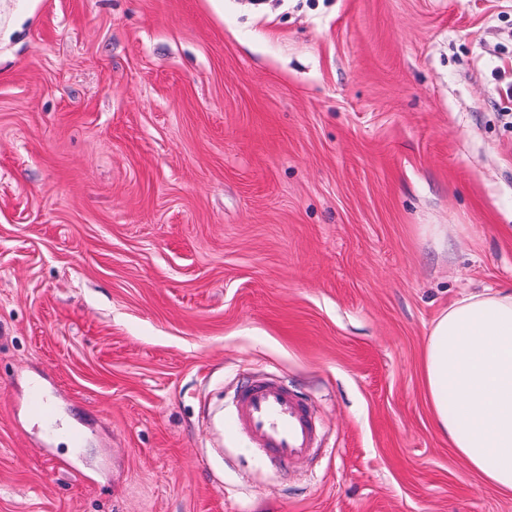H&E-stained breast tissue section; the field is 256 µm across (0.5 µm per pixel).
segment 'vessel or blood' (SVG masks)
Here are the masks:
<instances>
[{"label": "vessel or blood", "instance_id": "1", "mask_svg": "<svg viewBox=\"0 0 512 512\" xmlns=\"http://www.w3.org/2000/svg\"><path fill=\"white\" fill-rule=\"evenodd\" d=\"M231 426L245 432L252 447L269 449L270 461L276 465L304 457L317 440L302 400L274 381H248L241 386Z\"/></svg>", "mask_w": 512, "mask_h": 512}]
</instances>
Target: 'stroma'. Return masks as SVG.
<instances>
[{
    "label": "stroma",
    "instance_id": "obj_1",
    "mask_svg": "<svg viewBox=\"0 0 512 512\" xmlns=\"http://www.w3.org/2000/svg\"><path fill=\"white\" fill-rule=\"evenodd\" d=\"M482 288L512 0H0V512H512L421 375ZM246 377L308 403L286 472ZM231 427L245 432L252 448H268L269 461L276 465L304 457L317 440L302 400L274 381H248L241 386Z\"/></svg>",
    "mask_w": 512,
    "mask_h": 512
}]
</instances>
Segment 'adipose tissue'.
<instances>
[{"mask_svg": "<svg viewBox=\"0 0 512 512\" xmlns=\"http://www.w3.org/2000/svg\"><path fill=\"white\" fill-rule=\"evenodd\" d=\"M421 371L434 429L512 497V291L471 292L433 322Z\"/></svg>", "mask_w": 512, "mask_h": 512, "instance_id": "obj_1", "label": "adipose tissue"}]
</instances>
